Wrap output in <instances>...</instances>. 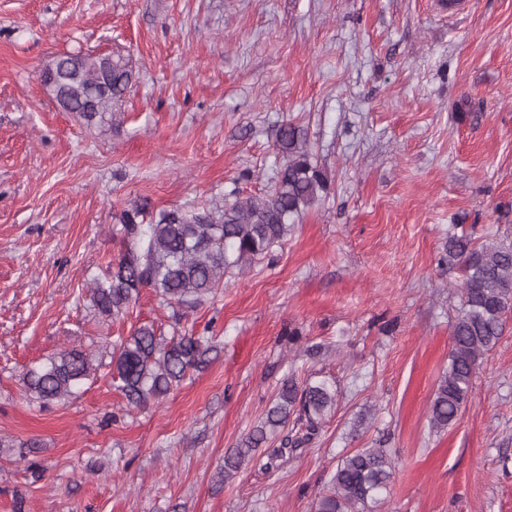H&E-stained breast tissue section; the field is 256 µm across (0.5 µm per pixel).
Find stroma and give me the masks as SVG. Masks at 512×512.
<instances>
[{
  "label": "stroma",
  "instance_id": "obj_1",
  "mask_svg": "<svg viewBox=\"0 0 512 512\" xmlns=\"http://www.w3.org/2000/svg\"><path fill=\"white\" fill-rule=\"evenodd\" d=\"M118 52L135 77L121 124L92 129L39 80L63 53ZM303 129L328 193L272 259L194 309L143 291L107 321L87 282L117 247L113 215L258 194ZM512 238V0H0V512H313L338 459L392 449L369 512H512V318L471 398L428 425L460 308L437 260L453 224ZM210 363L160 406L110 377L43 408L20 381L65 347L174 321ZM336 409L308 445L219 480L224 455L288 376ZM37 443L26 486L20 446Z\"/></svg>",
  "mask_w": 512,
  "mask_h": 512
}]
</instances>
